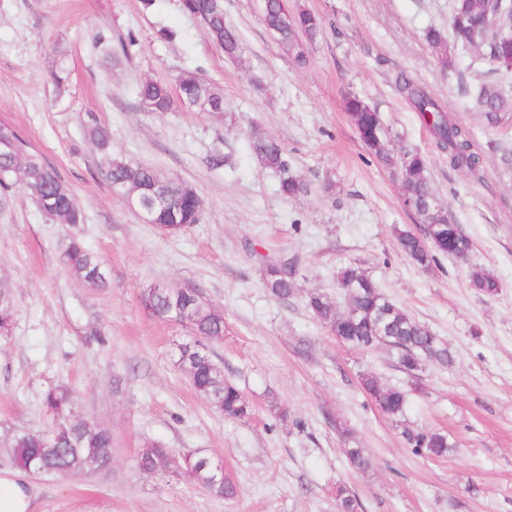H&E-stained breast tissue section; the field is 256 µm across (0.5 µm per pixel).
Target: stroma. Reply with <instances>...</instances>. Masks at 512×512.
Instances as JSON below:
<instances>
[{"instance_id":"stroma-1","label":"stroma","mask_w":512,"mask_h":512,"mask_svg":"<svg viewBox=\"0 0 512 512\" xmlns=\"http://www.w3.org/2000/svg\"><path fill=\"white\" fill-rule=\"evenodd\" d=\"M316 14L322 30L296 65L262 19L263 0H224L241 39L224 57L181 0H0V123L22 133L52 166L86 215L79 229L42 212L27 192L0 193V277L13 286L8 332L0 333V476L11 472L3 443L44 430L42 395L71 389L75 414L112 433V463L95 474L30 476L31 512H338L336 487L358 512H512V112L488 126L458 89L489 80L476 51L441 67L424 30L447 28L449 0H288ZM173 31L161 39L160 29ZM128 39L104 53L97 34ZM64 67L66 80L53 73ZM198 72L224 95V111L173 106L147 112L134 88L151 78L176 85ZM404 72L425 85L483 156L477 173L448 156L413 105L395 89ZM355 93L380 112L394 153H420L452 220L471 239L467 263L439 256L424 272L399 251L395 228L418 230L396 171L360 140L344 98ZM104 123L112 150L192 187L202 220L160 234L113 196L85 138L89 115ZM277 139L291 173L308 185L289 200L279 176L250 149ZM223 156L213 166L214 156ZM79 232L109 272L95 290L73 278L62 244ZM296 268L295 295L281 302L262 286L264 259ZM360 263L382 292L446 340L450 368L426 365L401 419L386 416L359 374L383 386L408 379L384 347L361 351L336 338L308 309L317 290L343 296L336 274ZM487 271L500 284L486 297L471 286ZM166 282L197 289L224 313L213 358L249 401L245 419L215 409L175 365L184 325L152 316L141 295ZM277 401L288 412L268 410ZM446 432L442 459L414 454L404 427ZM371 467L353 469L341 429ZM223 459L237 486L214 496L174 476L140 472L142 448Z\"/></svg>"}]
</instances>
